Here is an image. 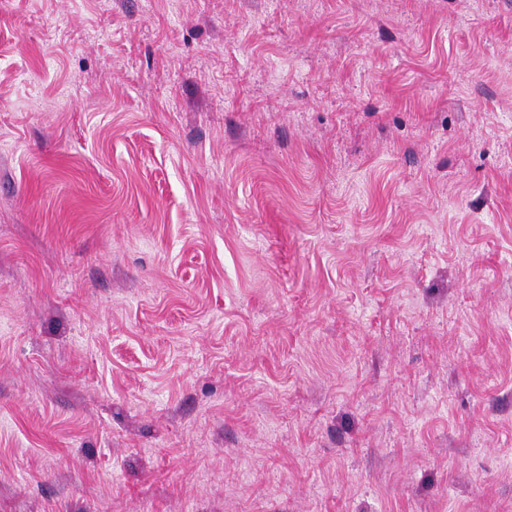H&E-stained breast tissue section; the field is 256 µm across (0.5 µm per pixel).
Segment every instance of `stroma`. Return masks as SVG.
I'll return each instance as SVG.
<instances>
[{"instance_id": "stroma-1", "label": "stroma", "mask_w": 512, "mask_h": 512, "mask_svg": "<svg viewBox=\"0 0 512 512\" xmlns=\"http://www.w3.org/2000/svg\"><path fill=\"white\" fill-rule=\"evenodd\" d=\"M0 512H512V0H0Z\"/></svg>"}]
</instances>
